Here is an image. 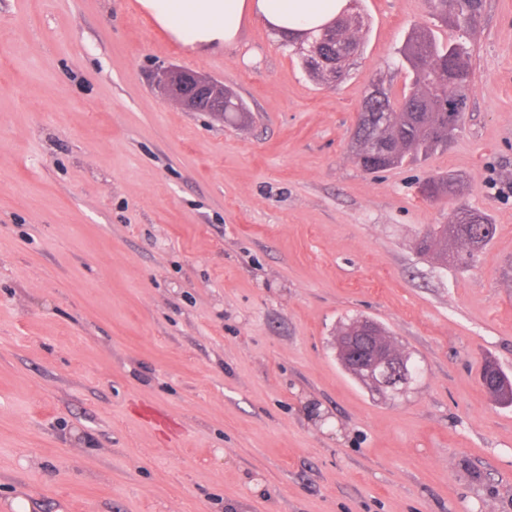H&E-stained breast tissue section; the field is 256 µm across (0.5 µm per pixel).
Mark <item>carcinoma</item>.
I'll list each match as a JSON object with an SVG mask.
<instances>
[{
  "label": "carcinoma",
  "mask_w": 512,
  "mask_h": 512,
  "mask_svg": "<svg viewBox=\"0 0 512 512\" xmlns=\"http://www.w3.org/2000/svg\"><path fill=\"white\" fill-rule=\"evenodd\" d=\"M430 8L445 26L474 23L481 14L483 0H429ZM358 21L341 13L333 30L304 42L298 54L303 67L314 78L339 82L348 74L341 60L358 53L361 41L350 29L362 28ZM398 68L404 70L409 85L395 101L391 91L379 86L370 111L360 112L352 133L356 163L366 172H377L403 165L407 160L426 156L448 144L460 128L464 113L448 112L445 105L472 83L469 52L459 41L438 42L433 34L420 29L411 33L400 50ZM422 193L429 199H450L459 193L457 182L438 176L426 180ZM496 225L478 212L461 205L448 224H437L420 240L419 252L430 255L441 265H469L490 243ZM482 384L498 402L512 404V379L488 362L482 369Z\"/></svg>",
  "instance_id": "carcinoma-1"
}]
</instances>
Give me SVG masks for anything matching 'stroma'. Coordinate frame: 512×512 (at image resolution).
Here are the masks:
<instances>
[{
	"label": "stroma",
	"instance_id": "35a3bbf8",
	"mask_svg": "<svg viewBox=\"0 0 512 512\" xmlns=\"http://www.w3.org/2000/svg\"><path fill=\"white\" fill-rule=\"evenodd\" d=\"M340 83L256 18L193 51L135 0H0V512H512V0L476 27L427 0H359ZM465 38L447 148L377 173L350 133L401 95L409 32ZM217 79L251 121L174 107ZM497 231L468 267L421 254L454 202ZM379 323L419 373L382 397L334 339ZM158 87L187 112H211L220 118L227 112H239L236 115L244 118L248 114L242 102L224 88L223 83L193 71L177 67L166 69L160 76ZM422 193L429 199H450L459 193L457 182L448 176L431 177L422 186ZM482 384L497 402L512 404V380L504 376L494 363L487 362L484 365Z\"/></svg>",
	"mask_w": 512,
	"mask_h": 512
}]
</instances>
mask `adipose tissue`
Returning a JSON list of instances; mask_svg holds the SVG:
<instances>
[{
  "label": "adipose tissue",
  "instance_id": "ef3b65f1",
  "mask_svg": "<svg viewBox=\"0 0 512 512\" xmlns=\"http://www.w3.org/2000/svg\"><path fill=\"white\" fill-rule=\"evenodd\" d=\"M175 42L194 50L235 41L244 19L264 21L279 37L317 32L334 21L347 0H138Z\"/></svg>",
  "mask_w": 512,
  "mask_h": 512
}]
</instances>
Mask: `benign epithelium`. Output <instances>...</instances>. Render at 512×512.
I'll return each instance as SVG.
<instances>
[{
	"mask_svg": "<svg viewBox=\"0 0 512 512\" xmlns=\"http://www.w3.org/2000/svg\"><path fill=\"white\" fill-rule=\"evenodd\" d=\"M158 87L187 112L205 111L224 117V84L207 76L172 67L162 72ZM336 350L348 371L381 394L395 388L393 379L407 368V358L368 320L337 336Z\"/></svg>",
	"mask_w": 512,
	"mask_h": 512,
	"instance_id": "obj_1",
	"label": "benign epithelium"
}]
</instances>
